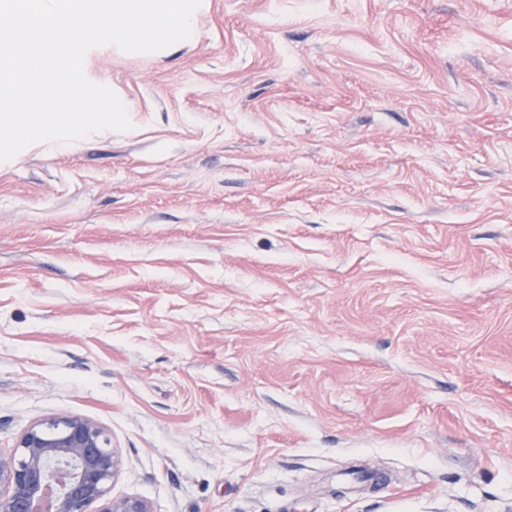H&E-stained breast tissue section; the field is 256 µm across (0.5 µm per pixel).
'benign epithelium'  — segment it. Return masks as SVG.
<instances>
[{
	"mask_svg": "<svg viewBox=\"0 0 512 512\" xmlns=\"http://www.w3.org/2000/svg\"><path fill=\"white\" fill-rule=\"evenodd\" d=\"M122 467L98 422L68 413L42 419L0 453V512H153L145 499L110 495Z\"/></svg>",
	"mask_w": 512,
	"mask_h": 512,
	"instance_id": "obj_1",
	"label": "benign epithelium"
}]
</instances>
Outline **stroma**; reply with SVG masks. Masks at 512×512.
I'll list each match as a JSON object with an SVG mask.
<instances>
[{
    "label": "stroma",
    "instance_id": "stroma-1",
    "mask_svg": "<svg viewBox=\"0 0 512 512\" xmlns=\"http://www.w3.org/2000/svg\"><path fill=\"white\" fill-rule=\"evenodd\" d=\"M84 72L132 130L0 163V452L70 413L153 512H512V0H202Z\"/></svg>",
    "mask_w": 512,
    "mask_h": 512
}]
</instances>
